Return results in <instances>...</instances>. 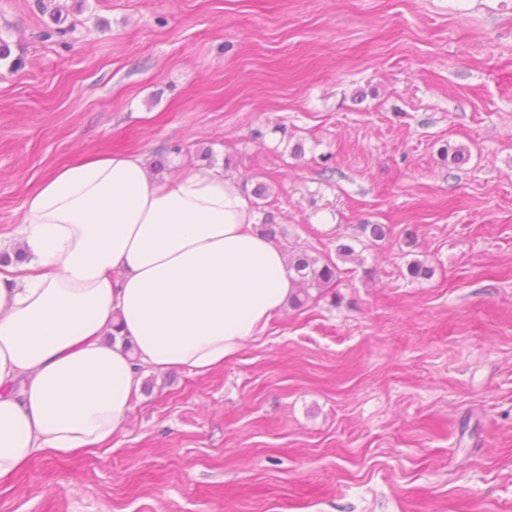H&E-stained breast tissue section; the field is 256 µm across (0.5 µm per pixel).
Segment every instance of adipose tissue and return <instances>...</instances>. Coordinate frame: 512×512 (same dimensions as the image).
<instances>
[{
  "label": "adipose tissue",
  "mask_w": 512,
  "mask_h": 512,
  "mask_svg": "<svg viewBox=\"0 0 512 512\" xmlns=\"http://www.w3.org/2000/svg\"><path fill=\"white\" fill-rule=\"evenodd\" d=\"M255 222L216 167L86 154L44 181L0 237L28 258L0 266V481L123 431L145 373L206 374L266 329L295 283Z\"/></svg>",
  "instance_id": "ef3b65f1"
}]
</instances>
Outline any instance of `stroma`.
<instances>
[{
    "mask_svg": "<svg viewBox=\"0 0 512 512\" xmlns=\"http://www.w3.org/2000/svg\"><path fill=\"white\" fill-rule=\"evenodd\" d=\"M64 2L47 40L0 0V233L56 168L134 152L266 183L282 247L356 258L0 512H512V0Z\"/></svg>",
    "mask_w": 512,
    "mask_h": 512,
    "instance_id": "1",
    "label": "stroma"
}]
</instances>
